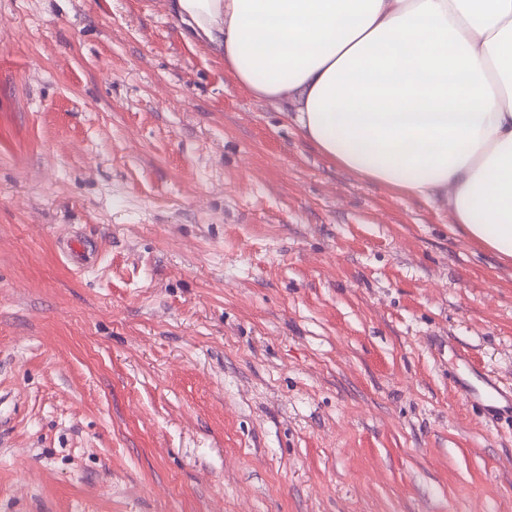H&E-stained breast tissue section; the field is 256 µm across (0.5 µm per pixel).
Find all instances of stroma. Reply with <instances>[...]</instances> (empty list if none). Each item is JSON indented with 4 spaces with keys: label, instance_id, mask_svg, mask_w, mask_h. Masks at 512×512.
<instances>
[{
    "label": "stroma",
    "instance_id": "1",
    "mask_svg": "<svg viewBox=\"0 0 512 512\" xmlns=\"http://www.w3.org/2000/svg\"><path fill=\"white\" fill-rule=\"evenodd\" d=\"M0 512H512V263L170 0H0Z\"/></svg>",
    "mask_w": 512,
    "mask_h": 512
}]
</instances>
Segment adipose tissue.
Returning a JSON list of instances; mask_svg holds the SVG:
<instances>
[{"label": "adipose tissue", "instance_id": "adipose-tissue-1", "mask_svg": "<svg viewBox=\"0 0 512 512\" xmlns=\"http://www.w3.org/2000/svg\"><path fill=\"white\" fill-rule=\"evenodd\" d=\"M329 160L512 261V0H175Z\"/></svg>", "mask_w": 512, "mask_h": 512}]
</instances>
